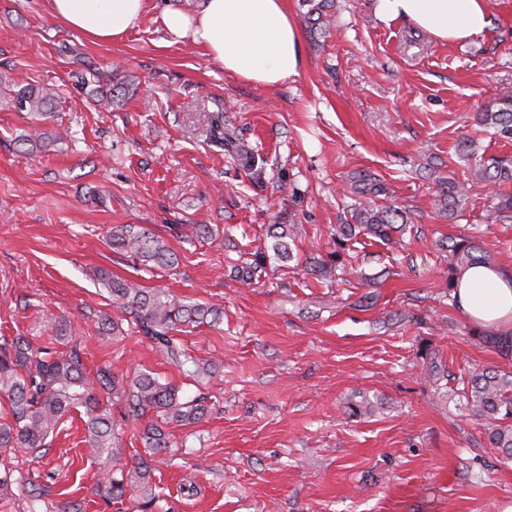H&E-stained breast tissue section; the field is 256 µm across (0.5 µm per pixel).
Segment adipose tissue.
Listing matches in <instances>:
<instances>
[{"instance_id": "adipose-tissue-1", "label": "adipose tissue", "mask_w": 512, "mask_h": 512, "mask_svg": "<svg viewBox=\"0 0 512 512\" xmlns=\"http://www.w3.org/2000/svg\"><path fill=\"white\" fill-rule=\"evenodd\" d=\"M50 14L99 44L136 29L149 0H48ZM385 23L406 20L438 41L462 44L491 25L490 0H375ZM170 37L190 40L225 72L274 88L299 76L303 45L286 0H203L192 13L171 7L162 14ZM456 297L479 325L512 323V273L483 264L461 272Z\"/></svg>"}]
</instances>
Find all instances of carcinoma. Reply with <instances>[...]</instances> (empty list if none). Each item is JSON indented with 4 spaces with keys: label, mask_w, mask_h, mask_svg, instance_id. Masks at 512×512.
I'll list each match as a JSON object with an SVG mask.
<instances>
[{
    "label": "carcinoma",
    "mask_w": 512,
    "mask_h": 512,
    "mask_svg": "<svg viewBox=\"0 0 512 512\" xmlns=\"http://www.w3.org/2000/svg\"><path fill=\"white\" fill-rule=\"evenodd\" d=\"M54 98L55 91L50 88H24L17 93L20 110L38 114L44 113ZM477 121L494 130L502 141L512 142V91L502 92L495 108L478 113ZM211 139L220 145L234 143L232 134L224 130L222 112L212 115ZM458 152L459 158L474 162L475 180L492 190L498 221L511 220L512 192H505L502 187L512 186V157H492L484 161L477 155L471 140L461 143ZM436 183L448 217L457 218L468 198L466 187L443 176L437 177ZM350 192L357 200V205L350 209L351 221L336 227V246L342 250L349 241L362 235L388 244L392 233L412 221L410 214L398 207L372 205L373 198L387 195L384 181L373 174L353 176ZM290 237L285 226L272 234L270 250L253 253L252 259L238 269L242 280L247 283L255 280L270 259L289 261L292 258ZM110 244L120 253L135 256L146 267L152 263L158 268H171L178 262L176 253L167 243L137 224H120L113 228ZM444 249L448 253L450 288L467 267L491 265L480 244L469 236L452 240ZM97 280L112 296V301L132 318L133 332L151 342L167 361L194 379L212 373V364L187 352L175 332L184 325L218 322L221 318L218 309L187 303L160 289L116 280L102 270L97 272ZM463 385L469 410L487 421L489 443L501 455L512 459V375L484 369L470 374ZM100 391L122 401L124 414L131 418L141 417L148 411L156 412L162 424L152 422L144 428L147 446L156 453L170 447L164 426L197 424L210 409L207 398L184 400L176 385L162 383L150 372L117 379L109 371L100 370L91 378L84 369L79 347L71 346L66 352L35 349L26 337L15 336L0 343V398L7 401L11 416V421L0 423V448H44L61 420L72 409L82 407L89 448L97 457L111 454L115 427L111 413L100 405ZM153 471L148 462L140 460L121 472L119 478L107 474L104 498L109 503H117L132 491L137 494L138 512H152L157 498Z\"/></svg>",
    "instance_id": "cac0c4a2"
}]
</instances>
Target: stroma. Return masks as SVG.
Returning a JSON list of instances; mask_svg holds the SVG:
<instances>
[{"label":"stroma","mask_w":512,"mask_h":512,"mask_svg":"<svg viewBox=\"0 0 512 512\" xmlns=\"http://www.w3.org/2000/svg\"><path fill=\"white\" fill-rule=\"evenodd\" d=\"M97 44L53 19L46 0H0V336L59 347L67 332L87 372H153L182 397L205 395L200 423L168 425L170 446L149 455L146 418H122L107 461L91 455L79 411L48 447L0 455V512H136L107 503L101 471L151 457L154 512H500L512 504V460L488 441L458 383L476 370L512 372L483 342L512 326L475 324L448 295V239L472 236L512 270V223L497 221L488 189L458 157L462 139L483 156L512 143L482 132L478 112L512 89V0H492L488 31L437 42L403 21L380 22L374 0H288L299 25L300 77L268 89L224 72L188 40L168 44L163 8ZM51 87L40 116L15 92ZM257 160L210 139V115ZM45 134L39 143L32 130ZM378 175L389 204L413 222L385 245L361 236L329 280L307 272L327 259L349 216L352 176ZM470 181L461 217L447 218L435 176ZM138 224L176 252L174 269H145L109 244ZM213 235L197 238L195 225ZM296 226L293 261L259 282L236 268L271 246L273 225ZM164 288L218 308L217 324L184 329L190 353L215 365L198 380L135 333L99 328L125 313L94 273ZM370 400L372 413L348 407Z\"/></svg>","instance_id":"35a3bbf8"}]
</instances>
